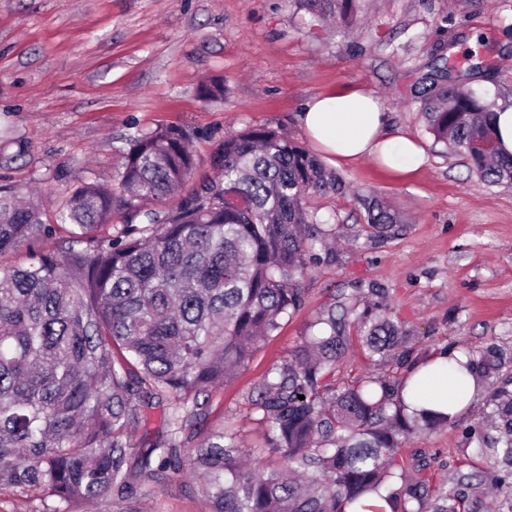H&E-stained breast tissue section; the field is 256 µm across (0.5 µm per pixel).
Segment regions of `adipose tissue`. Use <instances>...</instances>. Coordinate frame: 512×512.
I'll return each instance as SVG.
<instances>
[{
    "label": "adipose tissue",
    "mask_w": 512,
    "mask_h": 512,
    "mask_svg": "<svg viewBox=\"0 0 512 512\" xmlns=\"http://www.w3.org/2000/svg\"><path fill=\"white\" fill-rule=\"evenodd\" d=\"M310 140L331 164H347L367 156L408 173L424 162L425 152L415 138L384 135L385 112L378 100L362 90L329 92L311 100L299 114ZM466 356L459 351H441L420 366L414 384L418 406L454 414L468 407L480 391L467 372Z\"/></svg>",
    "instance_id": "ef3b65f1"
}]
</instances>
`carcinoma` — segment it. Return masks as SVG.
I'll return each instance as SVG.
<instances>
[{
    "label": "carcinoma",
    "mask_w": 512,
    "mask_h": 512,
    "mask_svg": "<svg viewBox=\"0 0 512 512\" xmlns=\"http://www.w3.org/2000/svg\"><path fill=\"white\" fill-rule=\"evenodd\" d=\"M291 2L344 27L360 12V0ZM422 83L434 142L467 158L488 184L512 181V155L467 152L496 139L495 102L428 75ZM190 139L176 126L130 136L112 189L80 184L53 224L0 185V489L39 499L44 512L75 501L137 512L149 487L188 475L209 512H355L368 494L391 512H512V496L482 507L473 497L483 486L512 487V373L503 371L512 352L490 344L468 353V372L496 387L481 421L462 427L472 446L467 470L431 498L425 478L407 477L400 448L459 426L458 416L408 411L405 378L333 386L350 349L402 365L411 340L404 323L367 319L344 302L321 310L318 333L258 385L255 409L278 464L251 467L230 430L201 434L209 392L303 305L307 256L331 236L307 197L344 184L277 129L247 126L224 138L215 177L187 192L197 164ZM228 193L246 208L226 205ZM364 208L379 236L400 223L375 200ZM59 230L68 246L41 251ZM22 248L32 257L25 266L13 261ZM165 401L164 431L136 444L144 410Z\"/></svg>",
    "instance_id": "1"
}]
</instances>
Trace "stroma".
<instances>
[{
  "instance_id": "1",
  "label": "stroma",
  "mask_w": 512,
  "mask_h": 512,
  "mask_svg": "<svg viewBox=\"0 0 512 512\" xmlns=\"http://www.w3.org/2000/svg\"><path fill=\"white\" fill-rule=\"evenodd\" d=\"M360 26L319 22L291 0H0V184L33 196L52 223L84 182L112 185L127 139L176 125L191 132L198 167L214 177L225 137L270 126L298 145V114L342 88L373 93L390 135L407 134L425 163L403 176L372 160L337 168L342 191L311 199L336 243L301 280L305 303L284 318L248 367L209 395L204 430L232 427L253 465L268 461L267 428L251 403L318 312L344 298L357 307L380 288L411 334L409 362L448 348L493 343L512 351V184L487 186L466 159L435 144L417 95L420 78L444 62L466 88L512 106V0H362ZM219 77L226 94L204 102L201 83ZM25 153H18L17 142ZM402 217L375 236L363 199ZM373 375L403 378L397 363L351 349L336 386ZM460 430L406 442V464L423 458L430 489L448 486L468 455ZM140 512H209L195 481L158 488Z\"/></svg>"
}]
</instances>
